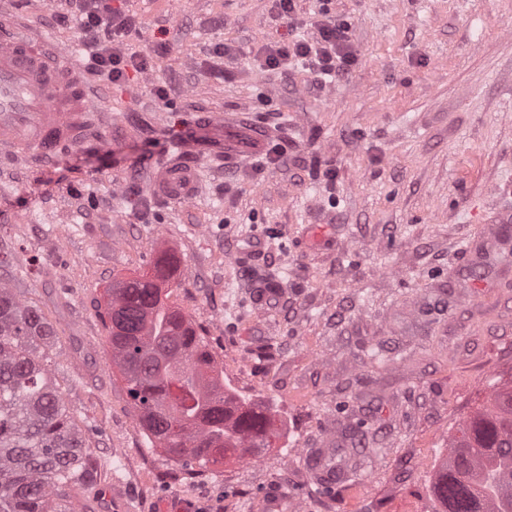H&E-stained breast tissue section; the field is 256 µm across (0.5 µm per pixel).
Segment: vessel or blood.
Listing matches in <instances>:
<instances>
[{
	"label": "vessel or blood",
	"mask_w": 512,
	"mask_h": 512,
	"mask_svg": "<svg viewBox=\"0 0 512 512\" xmlns=\"http://www.w3.org/2000/svg\"><path fill=\"white\" fill-rule=\"evenodd\" d=\"M103 120L88 100V72L69 54L22 27L0 31V158L12 161L55 159L80 146ZM239 135L224 141V162L244 165L269 139L270 132L247 114L235 120ZM185 144L174 147L149 192L156 197L189 200L198 183L185 165Z\"/></svg>",
	"instance_id": "b4317fda"
}]
</instances>
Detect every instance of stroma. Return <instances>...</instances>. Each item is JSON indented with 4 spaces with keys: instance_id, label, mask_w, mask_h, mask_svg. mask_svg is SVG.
<instances>
[{
    "instance_id": "obj_1",
    "label": "stroma",
    "mask_w": 512,
    "mask_h": 512,
    "mask_svg": "<svg viewBox=\"0 0 512 512\" xmlns=\"http://www.w3.org/2000/svg\"><path fill=\"white\" fill-rule=\"evenodd\" d=\"M57 0L6 6L77 54ZM127 39L171 50L116 87L90 76L103 148L0 164V281L54 330L50 355L100 480L123 512H431L448 441L512 381V0H128ZM349 25L356 62L319 85L273 40ZM230 46L229 55L214 53ZM164 87L159 99L156 87ZM249 111L272 137L228 169L223 124ZM181 141L196 199L153 197ZM180 264L168 290L224 386L270 406L279 432L257 460L190 474L150 447L101 319L113 280ZM280 291L257 300L267 274ZM340 468L318 493L312 455Z\"/></svg>"
}]
</instances>
